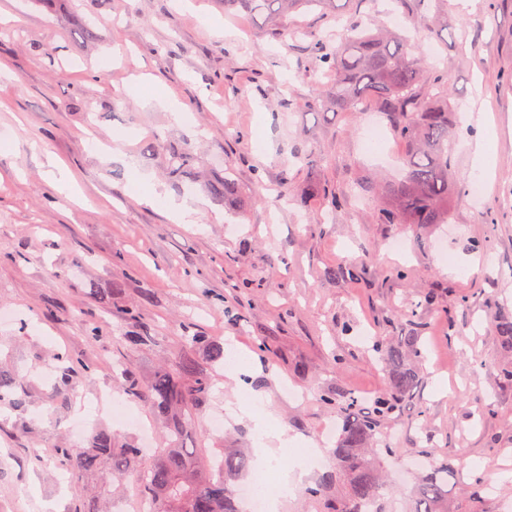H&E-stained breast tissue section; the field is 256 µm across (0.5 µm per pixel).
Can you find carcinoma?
I'll return each mask as SVG.
<instances>
[{"label":"carcinoma","instance_id":"cac0c4a2","mask_svg":"<svg viewBox=\"0 0 512 512\" xmlns=\"http://www.w3.org/2000/svg\"><path fill=\"white\" fill-rule=\"evenodd\" d=\"M337 0H224V13L244 12L255 20L288 37L283 17L305 7L317 6L338 13ZM315 57L336 74L335 83L326 90L329 100L340 111H356L358 103L370 98L384 112L394 135L408 147L403 158L402 177L383 187L388 207L379 213L383 224H446L450 206L448 166L452 149L448 145V78L434 73L423 78V66L415 43L405 37L382 33L354 36L342 48H332L323 40L311 44ZM188 153L170 148L167 169L176 179L188 173ZM214 194L229 199L238 196V185L226 177L213 186ZM325 196L330 207L339 200L323 187L318 174L310 172L294 198L304 208L315 196ZM185 351L180 360L154 371L144 378H125L124 390L156 410L167 429L169 447L156 450L145 468L141 482L143 499L152 504V512H243L234 486L247 469L248 459L235 451L221 459H210L181 447L187 424L196 410L209 399L211 378L200 367L194 352L204 350L210 362L224 359V345L211 343L203 336L185 337ZM374 351L390 365L387 391L376 396L363 418L343 412V425L336 443V469L347 482V495H326L333 476L326 475L308 488V496L322 501L323 512H362L366 503L381 499L382 485L376 468L379 449L372 447L383 416L418 383L412 361L422 351L417 338L406 344L383 346ZM55 361L60 376L55 383L56 401L66 406L75 389L73 373L80 362L58 353ZM17 378L0 371V404L19 408L25 394L18 393ZM143 450L106 431L94 433L80 448H59L60 461L76 470H91L108 462L112 469L125 471L139 463ZM448 462H431L411 512H440L448 499ZM469 499L479 504L486 495L481 477L466 484Z\"/></svg>","mask_w":512,"mask_h":512}]
</instances>
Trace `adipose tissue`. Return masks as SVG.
I'll list each match as a JSON object with an SVG mask.
<instances>
[{
  "label": "adipose tissue",
  "mask_w": 512,
  "mask_h": 512,
  "mask_svg": "<svg viewBox=\"0 0 512 512\" xmlns=\"http://www.w3.org/2000/svg\"><path fill=\"white\" fill-rule=\"evenodd\" d=\"M237 411L254 422L259 432L265 461L275 462L283 468H291L292 481H302L310 464L320 457V450L308 448L301 452L297 451L296 439L288 437L285 431L276 427L273 412L265 408H257L249 396H242L238 402Z\"/></svg>",
  "instance_id": "ef3b65f1"
}]
</instances>
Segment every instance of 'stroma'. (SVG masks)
I'll list each match as a JSON object with an SVG mask.
<instances>
[{"label":"stroma","instance_id":"stroma-1","mask_svg":"<svg viewBox=\"0 0 512 512\" xmlns=\"http://www.w3.org/2000/svg\"><path fill=\"white\" fill-rule=\"evenodd\" d=\"M427 14L419 37L434 43L432 65L448 76L452 145L445 224H383L378 177L399 175L405 145L374 103L330 106L331 76L313 40L342 47L350 18L392 30L393 17ZM0 370L19 376L25 405L0 409V512H72L103 490L137 512L138 470L110 464L67 474L57 448L76 446L72 415L140 442L135 430L97 408L100 395L129 402L166 447L165 430L144 402L129 400L112 369L142 376L178 359L187 336L234 347L240 381L213 367L209 408L183 434L217 456L235 448L258 462L254 424L229 419L206 428L211 407L237 403L236 384L271 408L279 427L323 461L277 512H322L304 494L336 469L335 440L349 399L365 402L387 385L375 342L414 336L424 353L414 396L383 418L376 434L386 475L383 512H408L420 449L448 460V512H507L512 506V384L498 369L512 351L498 341L512 320V0H351L340 19L292 13L284 42L248 15H225L222 0H0ZM169 93L186 114L176 123L153 94ZM377 134L365 139L369 123ZM491 137L494 163L475 172V143ZM188 149V178L169 176L161 144ZM118 152H111V145ZM77 179L73 198L55 195L57 165ZM232 170L241 193L217 201L211 187ZM316 170L342 200L298 208ZM170 196L202 200L198 224L142 203L143 178ZM484 180L481 200L469 185ZM405 237L397 256L388 243ZM345 268L341 278L331 269ZM120 292H113L114 283ZM431 306H423L426 295ZM137 308L138 324L116 312ZM100 325L99 335L88 333ZM149 331L154 341L129 347ZM92 366L68 408L52 385L55 353ZM495 495L473 506L460 490L472 475Z\"/></svg>","mask_w":512,"mask_h":512}]
</instances>
